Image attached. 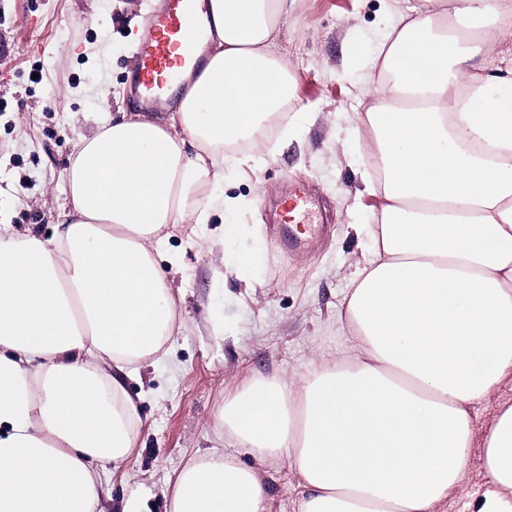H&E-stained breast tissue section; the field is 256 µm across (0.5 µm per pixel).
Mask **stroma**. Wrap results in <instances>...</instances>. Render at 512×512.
I'll return each instance as SVG.
<instances>
[{
  "instance_id": "obj_1",
  "label": "stroma",
  "mask_w": 512,
  "mask_h": 512,
  "mask_svg": "<svg viewBox=\"0 0 512 512\" xmlns=\"http://www.w3.org/2000/svg\"><path fill=\"white\" fill-rule=\"evenodd\" d=\"M414 0H295L276 51L295 76L294 97L244 172L220 184L233 210L208 224L164 228L176 254L169 286L178 318L157 362L127 378L144 419L137 454L104 478L101 512H121L131 495L164 512L170 480L194 452L237 454L265 487L266 512H299L300 477L279 461L237 449L217 422L225 397L257 378L299 389L319 361L353 352L339 311L369 258L374 203L362 161L358 115L378 77L380 15ZM161 0H0V225L52 237L68 205L65 171L80 139L132 111L127 76L141 27ZM294 185L315 194L332 236L316 257L282 253L266 233L272 204ZM237 235H226L228 226ZM512 404V375L474 403L466 494L436 512H476L490 486L482 447L499 403Z\"/></svg>"
}]
</instances>
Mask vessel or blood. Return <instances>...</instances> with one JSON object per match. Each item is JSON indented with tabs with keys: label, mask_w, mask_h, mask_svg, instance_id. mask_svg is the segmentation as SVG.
Instances as JSON below:
<instances>
[{
	"label": "vessel or blood",
	"mask_w": 512,
	"mask_h": 512,
	"mask_svg": "<svg viewBox=\"0 0 512 512\" xmlns=\"http://www.w3.org/2000/svg\"><path fill=\"white\" fill-rule=\"evenodd\" d=\"M209 24V0H165L163 8L145 22L140 59L128 81L143 99L167 96L172 84L195 69L196 49ZM312 201L305 189L290 190L285 201L286 223L268 225L267 231L283 253L317 250L330 233L326 224H305Z\"/></svg>",
	"instance_id": "vessel-or-blood-1"
}]
</instances>
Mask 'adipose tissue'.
I'll use <instances>...</instances> for the list:
<instances>
[{
    "instance_id": "obj_1",
    "label": "adipose tissue",
    "mask_w": 512,
    "mask_h": 512,
    "mask_svg": "<svg viewBox=\"0 0 512 512\" xmlns=\"http://www.w3.org/2000/svg\"><path fill=\"white\" fill-rule=\"evenodd\" d=\"M441 0L383 17L366 230L372 258L342 303L355 356L322 361L299 393L258 379L226 397L240 448L301 477L300 512H434L461 483L471 404L512 372V85L476 65L481 30L512 27V0ZM287 0H211L210 51L169 121L138 112L83 138L70 211L50 239L0 232V512H97L105 465L131 457L143 419L124 376L176 318L158 235L204 224L225 144L263 137L291 100L273 55ZM112 362L107 373L103 362ZM491 487L476 512H512V405L483 443ZM257 471L196 453L165 512H264Z\"/></svg>"
}]
</instances>
